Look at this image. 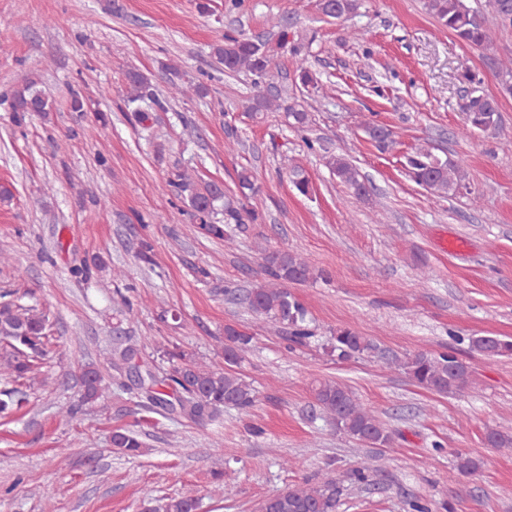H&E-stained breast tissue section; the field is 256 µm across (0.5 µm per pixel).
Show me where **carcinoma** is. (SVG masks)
Masks as SVG:
<instances>
[{
  "label": "carcinoma",
  "mask_w": 512,
  "mask_h": 512,
  "mask_svg": "<svg viewBox=\"0 0 512 512\" xmlns=\"http://www.w3.org/2000/svg\"><path fill=\"white\" fill-rule=\"evenodd\" d=\"M314 7L321 15L340 20L346 19L360 8V0H314ZM488 7L499 25L512 26V0H487ZM428 14L448 28L459 40L486 52L494 51V43L482 12L468 5V0H424ZM279 38L273 42L264 36L242 37L232 32L224 34V44L213 48L214 55L231 74L246 71L254 76L253 104L249 111L278 112L285 110L288 125L304 130L310 122V112L304 104L293 98L285 105L288 89L282 87L271 94L266 86L275 77V57L278 50L290 48L296 57V72L307 94L319 92V79L307 67V58L301 54L303 43L288 44V24L277 22ZM462 79L468 84L460 110L466 126L482 132H500L497 100L484 93L481 79L467 71ZM126 80L131 88L127 102L137 101L152 109H165L172 99L193 91L201 94L205 86L191 82L172 81L166 94H160L141 73L130 71ZM9 102L13 123L21 127L37 114L46 116L53 105L30 84L3 95ZM364 132L380 152L393 149L396 144L391 128L376 122L364 123ZM332 174L345 184L357 197L367 193V187L358 168L342 156H332L327 161ZM407 176L426 191L444 197L463 187L466 177L464 161L447 157L442 159L427 148H418L405 156L403 163ZM168 186L177 195L187 194L188 206L199 221L201 233L215 239L229 240L230 225L257 220L255 212L229 203L224 205V223L214 224L215 203L224 198V190L215 183L200 187L194 185L192 175L186 169L172 173ZM267 279L255 284L247 292L245 300L253 315L264 319L277 328L288 330V341L304 344L314 336L309 326L305 305L287 288L289 283H301L317 277L315 271L299 255L287 250H273L265 255ZM52 323L45 311L25 306L15 301H0V377L13 383L36 379V371L49 354ZM253 337L231 326L224 327L225 366L222 369L196 363L176 351L165 352L170 371L162 378L147 373L151 387L146 392L151 409L156 412H176L181 417L200 424L211 420L226 406L248 411L258 402L256 389L233 370L250 349ZM470 350L477 355L492 359L512 356V341L498 336H477L469 339ZM377 349L375 343L358 331L339 328L331 337L330 352L340 359L371 355ZM137 349L131 345L117 346L115 359L110 363L117 375L106 379L103 371L94 364L83 366L80 402L93 403L108 395L111 384L119 381L122 370H136L131 365ZM389 366L398 367L417 385L441 394H460L473 385V369L470 364L450 353L432 355L417 353L403 359L393 358ZM315 400L323 417L339 433L345 434L375 448H387L391 433L386 424L375 415L346 385L337 381H320L314 388ZM22 403L21 390L13 387L0 390V413L7 414ZM485 443L491 448H512V434L490 430ZM143 442L140 434L128 429L112 433V448L124 455L140 452ZM378 457L366 456L351 468L344 478L326 477L315 483L306 481L288 490L270 496L258 506V512H336V506L344 491V482L366 484L377 470ZM482 461L468 454L457 456V470L463 476H473L481 469ZM198 502L194 498H169L153 512H196Z\"/></svg>",
  "instance_id": "cac0c4a2"
}]
</instances>
